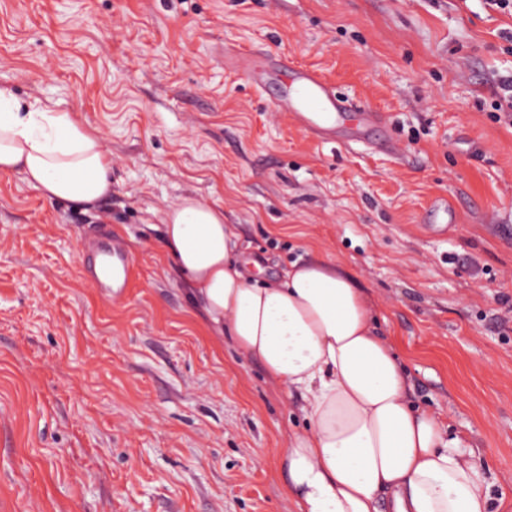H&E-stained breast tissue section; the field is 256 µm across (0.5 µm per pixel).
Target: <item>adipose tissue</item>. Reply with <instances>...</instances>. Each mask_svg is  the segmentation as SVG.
Here are the masks:
<instances>
[{
  "label": "adipose tissue",
  "instance_id": "adipose-tissue-1",
  "mask_svg": "<svg viewBox=\"0 0 512 512\" xmlns=\"http://www.w3.org/2000/svg\"><path fill=\"white\" fill-rule=\"evenodd\" d=\"M0 173L51 201L95 207L112 191V157L76 113L0 86ZM163 245L211 330L304 396L305 429L280 466L293 512H492L474 452L414 408L409 382L375 324L369 294L320 252L264 285L223 206L190 195L162 217Z\"/></svg>",
  "mask_w": 512,
  "mask_h": 512
}]
</instances>
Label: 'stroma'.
Instances as JSON below:
<instances>
[{
    "label": "stroma",
    "mask_w": 512,
    "mask_h": 512,
    "mask_svg": "<svg viewBox=\"0 0 512 512\" xmlns=\"http://www.w3.org/2000/svg\"><path fill=\"white\" fill-rule=\"evenodd\" d=\"M286 52L395 144L296 127L232 55ZM512 16L486 0H0V84L78 113L112 156L97 210L0 174L6 512H289L299 394L213 336L161 216L224 208L266 276L326 253L367 289L412 401L512 512ZM97 225L128 288L91 274Z\"/></svg>",
    "instance_id": "1"
}]
</instances>
